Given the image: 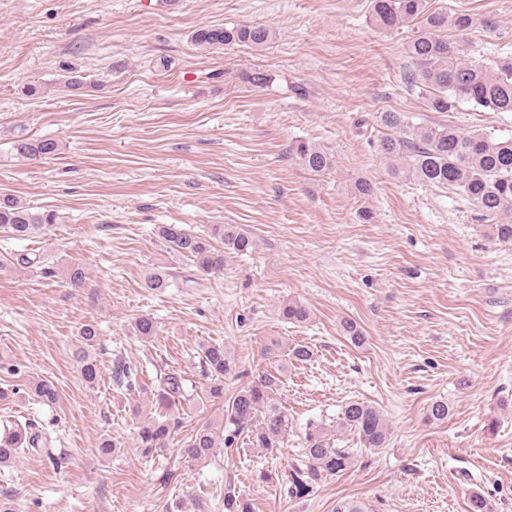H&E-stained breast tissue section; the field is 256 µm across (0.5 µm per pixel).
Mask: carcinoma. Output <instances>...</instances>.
Listing matches in <instances>:
<instances>
[{
  "instance_id": "1",
  "label": "carcinoma",
  "mask_w": 512,
  "mask_h": 512,
  "mask_svg": "<svg viewBox=\"0 0 512 512\" xmlns=\"http://www.w3.org/2000/svg\"><path fill=\"white\" fill-rule=\"evenodd\" d=\"M369 17L383 30L407 27L412 35L406 53L413 69L406 73V83L419 89L428 110L453 112L462 103L492 112H512V60L501 59L487 68L458 58L444 31L453 27L465 32L472 26L466 14L452 18L442 11H430L426 0H370ZM274 38L265 25L237 24L232 27L197 29L192 39L201 46L245 45L262 49ZM378 125L391 130L379 140L378 154L392 174L425 184L448 188L471 201L481 220L490 221L494 236L512 242V138L494 140L486 133L462 132L453 125H419L405 112H379ZM17 154L31 159L55 155L57 143L52 139L25 137L14 142ZM301 165L320 174L333 168V157L315 144L300 142L293 148ZM58 223L52 210H35L15 197L0 196V228L14 239H28L48 231ZM156 235L177 256L193 262L203 274H220L224 260L231 254H245L256 247L255 239L233 224H216L211 232L199 233L181 224H160ZM282 317L291 323H305L309 309L300 302L288 301L281 307ZM135 335L149 342L157 336L152 317L134 319ZM198 376L205 382L210 397H224V381L239 376L235 358L222 345H204L198 352ZM80 375L88 386L98 383L100 366L85 354L80 360ZM114 382L127 389L136 387L131 369L116 362ZM282 379L277 372H264L257 380L242 387L224 402V422L206 421L198 426L183 450L192 461L206 462L219 448L234 450L242 435L254 448L277 449L284 445L293 423L288 411L276 399ZM39 401L51 404L57 399L52 381L39 379L29 386ZM153 397L155 417L140 423L136 444L146 456L164 449L179 430L181 418L174 408L187 399L185 379L173 370L159 377ZM337 426L356 433L364 448L386 445L390 428L382 413L359 401H350L341 410ZM41 454L53 458V449L44 429L32 421L11 422L0 426V468L14 463L20 454ZM354 463L348 448H338L331 436L318 426H310L305 445L292 459L289 472L290 493L302 496L330 476H337ZM224 512H251L249 502L235 486L224 488Z\"/></svg>"
}]
</instances>
